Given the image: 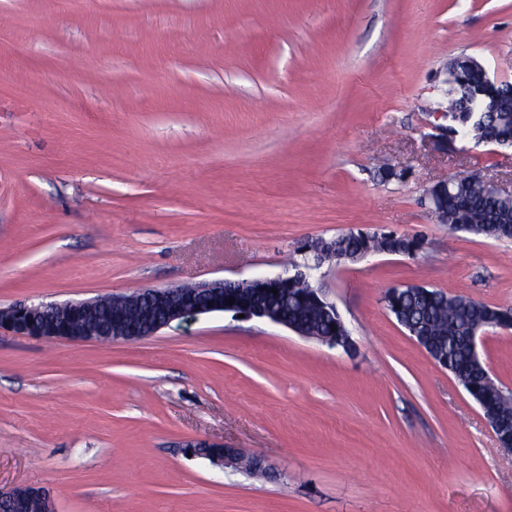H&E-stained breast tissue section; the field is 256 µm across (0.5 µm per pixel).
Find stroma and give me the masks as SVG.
I'll return each instance as SVG.
<instances>
[{
	"mask_svg": "<svg viewBox=\"0 0 512 512\" xmlns=\"http://www.w3.org/2000/svg\"><path fill=\"white\" fill-rule=\"evenodd\" d=\"M1 31L26 48L0 46V307L285 276L348 231L424 247L316 271L351 354L230 313L136 342L0 332V488L58 512H512V453L384 302L512 307V240L424 200L474 170L512 191V154L443 149L431 113L459 56L512 81V0H0ZM478 351L512 390V329ZM188 448H194L190 452L194 455L205 456L216 464H224V461L233 462L241 461L245 462V465L252 470L261 471L264 469L263 461L258 456H248L237 448H230L224 446V443L208 442L199 443Z\"/></svg>",
	"mask_w": 512,
	"mask_h": 512,
	"instance_id": "1",
	"label": "stroma"
}]
</instances>
